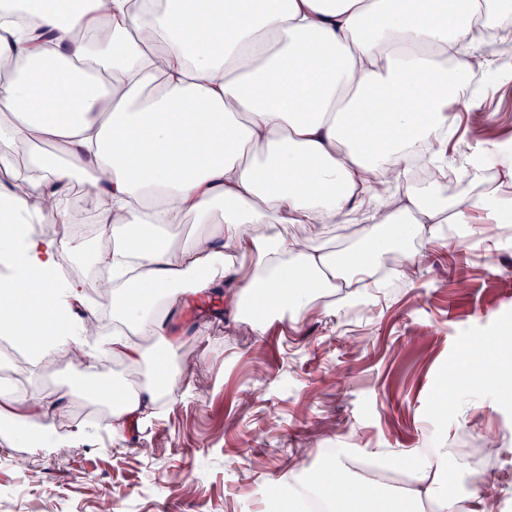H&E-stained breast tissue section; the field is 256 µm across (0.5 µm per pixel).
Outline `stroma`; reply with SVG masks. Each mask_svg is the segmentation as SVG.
<instances>
[{"mask_svg": "<svg viewBox=\"0 0 512 512\" xmlns=\"http://www.w3.org/2000/svg\"><path fill=\"white\" fill-rule=\"evenodd\" d=\"M492 53L497 77L459 109L451 153L512 142V42ZM470 227L357 314L202 335L200 310L186 306L171 319L186 368L175 408L117 440L100 426L71 448L0 443V512H267L270 478L321 468L329 449L411 455L435 441L462 492L474 470L463 438L490 434L499 512H512V378L488 394L454 373L469 344L512 334V223L496 229L479 212ZM78 378L66 361L17 368L13 343L0 344V384L19 395L46 399Z\"/></svg>", "mask_w": 512, "mask_h": 512, "instance_id": "35a3bbf8", "label": "stroma"}]
</instances>
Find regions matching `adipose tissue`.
<instances>
[{
    "instance_id": "adipose-tissue-1",
    "label": "adipose tissue",
    "mask_w": 512,
    "mask_h": 512,
    "mask_svg": "<svg viewBox=\"0 0 512 512\" xmlns=\"http://www.w3.org/2000/svg\"><path fill=\"white\" fill-rule=\"evenodd\" d=\"M512 35V0H0V334L35 360L92 368L113 436L172 406L168 322L219 294L238 331L291 323L336 299L410 282L429 244L486 211L512 221V171L488 189L489 152L448 154L451 106L481 99L485 46ZM461 164L468 193L416 192V165ZM112 243L89 302L60 279L64 240L40 224L72 219L71 191ZM195 232L180 238L182 224ZM112 310V335L87 346ZM159 372L135 394L112 386V361ZM67 394L28 401L0 387V442H79ZM337 452L313 475L273 479L272 512H498L496 475L449 495L448 451L407 457L411 481L388 487L399 455Z\"/></svg>"
}]
</instances>
